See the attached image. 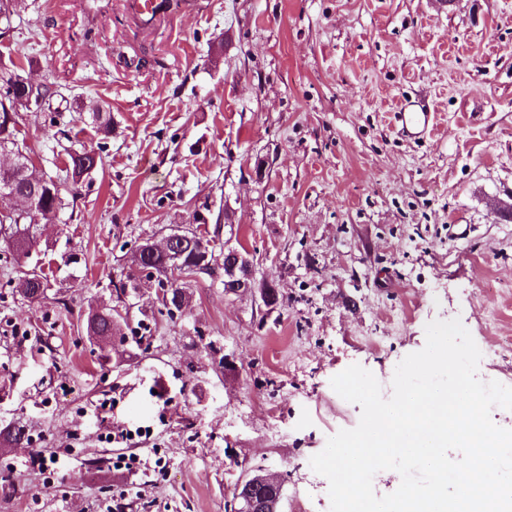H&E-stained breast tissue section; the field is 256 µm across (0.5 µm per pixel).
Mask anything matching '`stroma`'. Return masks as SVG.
Listing matches in <instances>:
<instances>
[{"mask_svg": "<svg viewBox=\"0 0 512 512\" xmlns=\"http://www.w3.org/2000/svg\"><path fill=\"white\" fill-rule=\"evenodd\" d=\"M12 26L0 62L68 102L18 119L38 172L102 161L36 228L42 302L0 240V428L30 436L0 441V512H225L258 470L281 512H329L310 459L361 415L332 377L357 364L391 396L426 324L457 318L479 378L512 380V0H175L150 25L128 0H21ZM404 102L430 134L405 136ZM228 221L255 289L203 275L173 315L157 282L122 294L141 242L220 245ZM93 306L127 308L123 341L88 340ZM66 155L65 180H71L73 184H77L91 174L101 160L99 152L94 149H71Z\"/></svg>", "mask_w": 512, "mask_h": 512, "instance_id": "stroma-1", "label": "stroma"}]
</instances>
